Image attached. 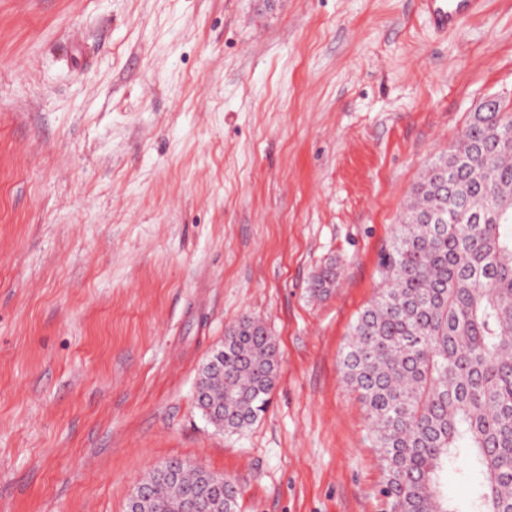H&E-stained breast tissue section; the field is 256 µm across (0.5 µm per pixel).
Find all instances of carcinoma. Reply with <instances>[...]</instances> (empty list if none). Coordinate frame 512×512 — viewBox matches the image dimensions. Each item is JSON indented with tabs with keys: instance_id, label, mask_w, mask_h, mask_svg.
<instances>
[{
	"instance_id": "cac0c4a2",
	"label": "carcinoma",
	"mask_w": 512,
	"mask_h": 512,
	"mask_svg": "<svg viewBox=\"0 0 512 512\" xmlns=\"http://www.w3.org/2000/svg\"><path fill=\"white\" fill-rule=\"evenodd\" d=\"M382 288L356 319L341 358L386 472L389 512H512V109L480 107L439 153L380 258ZM336 269L312 280L336 287ZM224 365L202 366L201 410L242 430L267 411L278 370L273 336L242 317L224 334ZM475 477L469 506L448 502V462ZM146 512H236L230 480L185 465L144 478Z\"/></svg>"
}]
</instances>
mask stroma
I'll use <instances>...</instances> for the list:
<instances>
[{
    "mask_svg": "<svg viewBox=\"0 0 512 512\" xmlns=\"http://www.w3.org/2000/svg\"><path fill=\"white\" fill-rule=\"evenodd\" d=\"M490 95L512 0L448 33L417 0H0V512H126L174 458L237 512H389L339 358ZM245 315L277 379L225 432L195 385Z\"/></svg>",
    "mask_w": 512,
    "mask_h": 512,
    "instance_id": "obj_1",
    "label": "stroma"
}]
</instances>
